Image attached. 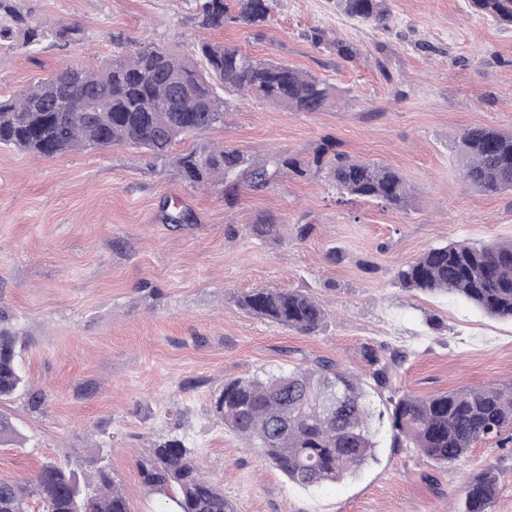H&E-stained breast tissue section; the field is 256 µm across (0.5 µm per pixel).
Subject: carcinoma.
Instances as JSON below:
<instances>
[{
  "mask_svg": "<svg viewBox=\"0 0 512 512\" xmlns=\"http://www.w3.org/2000/svg\"><path fill=\"white\" fill-rule=\"evenodd\" d=\"M472 11L512 25V0H468ZM270 0H203L197 18L205 29L226 24L264 25ZM351 17L380 24L378 0H338ZM81 30L34 24L0 0V42L31 47L54 39L80 40ZM240 93L292 112H323L336 90L316 76L236 48L201 40L196 58L172 47L125 50L97 67H68L0 98V145L39 157L89 148L129 146L169 161L183 181L222 185L232 193L249 179L267 187L284 171L300 178L326 172L340 195L394 207L406 206L409 186L400 171L352 160L324 140L310 162L277 154L263 164L222 145L174 152L180 142L224 124L225 95ZM463 178L483 194L512 191V132L491 127L463 131L456 143ZM395 277L409 290L460 297L484 313L512 319V241L480 247L465 241L427 249L400 267ZM247 313L302 334L316 332L327 312L297 290L256 288L237 298ZM21 338L0 319V400L20 393L34 409L44 395L28 387L17 362ZM364 357L369 377L390 387L392 367L403 356L384 359L373 348ZM214 414L289 481L314 486L354 473L373 456L367 392L361 379L328 360L277 373L263 372L224 382L212 403ZM387 413L393 447L415 448L441 467L457 464L479 441L512 429V388L467 387L429 396L390 392ZM14 422L0 414V444L17 439ZM142 484L165 497L161 512H238L224 489L203 476L195 450L177 436L152 443L138 463ZM456 512H493L498 476L493 468L469 476ZM131 512L121 485L106 467L79 484L67 465L49 461L24 482L0 481V512Z\"/></svg>",
  "mask_w": 512,
  "mask_h": 512,
  "instance_id": "1",
  "label": "carcinoma"
}]
</instances>
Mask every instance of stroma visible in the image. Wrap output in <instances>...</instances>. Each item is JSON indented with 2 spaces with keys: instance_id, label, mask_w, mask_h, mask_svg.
<instances>
[{
  "instance_id": "1",
  "label": "stroma",
  "mask_w": 512,
  "mask_h": 512,
  "mask_svg": "<svg viewBox=\"0 0 512 512\" xmlns=\"http://www.w3.org/2000/svg\"><path fill=\"white\" fill-rule=\"evenodd\" d=\"M268 22L208 30L216 43L288 63L336 88L322 112H292L232 97L223 126L186 147L237 148L261 161L306 160L336 142L350 158L399 170L411 196L398 209L338 198L325 178L286 173L256 189L241 181L190 187L167 162L124 146L34 157L0 146V312L23 339L29 388L0 402L18 441L0 446V480L23 481L65 462L86 480L107 466L133 512H160L138 462L177 436L240 512H446L467 475L499 477L493 512H512V440L482 441L436 466L391 444L388 392L367 383L376 413L374 459L336 482L301 487L211 412L225 381L319 359L366 376L364 347L398 351L393 389L427 396L472 385L512 387V321L467 301L401 287L397 269L428 247L512 240V191L483 195L462 178L455 151L471 127L512 131V27L468 0H385L386 24L353 19L336 0H271ZM32 21L81 29L80 41L36 50L0 46V96L66 66L90 67L118 46L193 53L194 0H14ZM346 45L354 59L338 52ZM192 221L173 224L172 208ZM279 225L252 238L248 227ZM309 232L296 239L294 227ZM294 289L328 319L310 335L245 313L239 295Z\"/></svg>"
}]
</instances>
